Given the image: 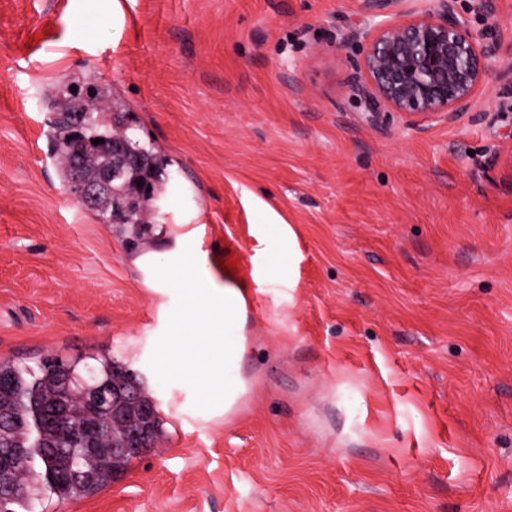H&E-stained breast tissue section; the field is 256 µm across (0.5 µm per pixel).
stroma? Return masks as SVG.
Returning a JSON list of instances; mask_svg holds the SVG:
<instances>
[{
  "instance_id": "35a3bbf8",
  "label": "stroma",
  "mask_w": 512,
  "mask_h": 512,
  "mask_svg": "<svg viewBox=\"0 0 512 512\" xmlns=\"http://www.w3.org/2000/svg\"><path fill=\"white\" fill-rule=\"evenodd\" d=\"M455 7L499 49L469 112L413 128L350 87L364 0H0V361L111 354L167 430L40 512H512V0ZM72 85L167 163L139 239L57 171ZM187 247L247 291L227 414L149 366L151 265Z\"/></svg>"
}]
</instances>
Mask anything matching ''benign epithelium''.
Listing matches in <instances>:
<instances>
[{
  "label": "benign epithelium",
  "instance_id": "benign-epithelium-1",
  "mask_svg": "<svg viewBox=\"0 0 512 512\" xmlns=\"http://www.w3.org/2000/svg\"><path fill=\"white\" fill-rule=\"evenodd\" d=\"M434 2V8L419 16L385 18L362 33L365 47L351 83L364 97L367 111L397 112L406 124L420 127L451 120L470 110L476 91L489 74L488 62L496 47L458 15L454 0ZM80 129L78 118L71 130L76 153L88 160L110 156L129 170V197L153 194L157 172L144 167L130 151L125 127H118L110 140L97 145L84 140ZM111 182L110 168H96L90 179L78 164L71 173L72 192L93 205ZM75 392L72 380L64 379L62 390L40 409L37 427L60 424L67 415L66 397ZM83 395L87 397V414L79 426L67 430V438L79 440V452L86 457L108 455V429L99 422L98 415L105 413L112 424H121V419L127 417L131 396L105 383L83 384Z\"/></svg>",
  "mask_w": 512,
  "mask_h": 512
}]
</instances>
